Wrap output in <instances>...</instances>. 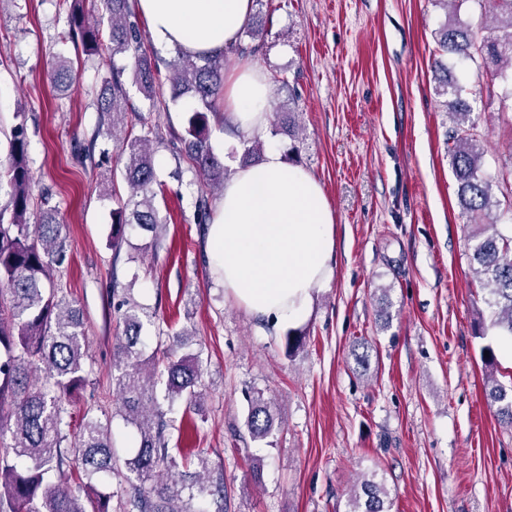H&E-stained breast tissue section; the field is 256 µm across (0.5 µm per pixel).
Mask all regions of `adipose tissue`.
Instances as JSON below:
<instances>
[{
  "label": "adipose tissue",
  "mask_w": 512,
  "mask_h": 512,
  "mask_svg": "<svg viewBox=\"0 0 512 512\" xmlns=\"http://www.w3.org/2000/svg\"><path fill=\"white\" fill-rule=\"evenodd\" d=\"M163 51L217 54L231 47L253 13V0H136ZM269 78L241 69L224 79V104L241 139L263 136ZM335 215L322 184L269 148L225 181L207 249L224 293L274 328L304 322L313 296L333 275Z\"/></svg>",
  "instance_id": "adipose-tissue-1"
}]
</instances>
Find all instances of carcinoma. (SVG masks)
<instances>
[{
	"label": "carcinoma",
	"instance_id": "cac0c4a2",
	"mask_svg": "<svg viewBox=\"0 0 512 512\" xmlns=\"http://www.w3.org/2000/svg\"><path fill=\"white\" fill-rule=\"evenodd\" d=\"M72 11L69 38L95 48L100 25H91L76 8L78 0H60ZM491 6L498 23L480 36L458 15L448 17L438 30L441 51L463 59L480 56L496 66L512 68V0H477ZM112 55L134 59L133 76L148 97L163 96L158 62L144 48L137 27L128 21L130 0H103ZM261 21L252 16L243 27L233 53L254 54L261 49ZM226 54L180 56L170 87V100L186 94L202 107L224 90ZM124 70L112 68L98 97L100 111L112 117L127 112ZM437 91L452 95L453 127L447 146L449 164L457 184L461 214L467 218L468 256L484 298L489 328L512 338V233L500 229L492 214L494 181L482 173L483 146L475 138L471 106L462 99V89L448 69L436 72ZM52 81L69 86L73 71L69 61L54 64ZM177 153L186 156L201 176L198 211L206 216L210 195L224 189L229 170L209 142L207 116L195 111L184 134L178 137ZM24 124L15 126L8 153L0 159V192L9 196L0 208V512H112L108 480L122 476L121 506L124 512H205L194 501L213 497L215 512L223 509V485L210 487L186 482V475L173 474L177 458L169 448L166 421L155 401L158 372L152 358L139 349L144 308L129 298L118 304L124 329L116 337L112 356V385L121 393L117 413L136 428L139 446L118 468L112 448V418L86 414L79 433L71 435L68 399L88 384L84 368L86 336L83 316L54 281V272L66 258L65 239L48 198L32 194V176L26 163ZM121 160L128 198L118 199L112 211V250L126 242V227L160 236L163 225L154 201L157 193L153 151L143 136L125 135ZM36 222L29 223L30 216ZM190 333L172 337L166 370L167 400L183 399L197 404L202 396L200 353L184 350ZM372 346L352 345L355 371L370 369ZM487 400L498 405L499 424L512 428V388L495 376L485 380ZM247 428L253 439L263 440L274 430L272 404L257 395L251 401ZM390 493L377 472L354 487L348 512H390Z\"/></svg>",
	"mask_w": 512,
	"mask_h": 512
}]
</instances>
